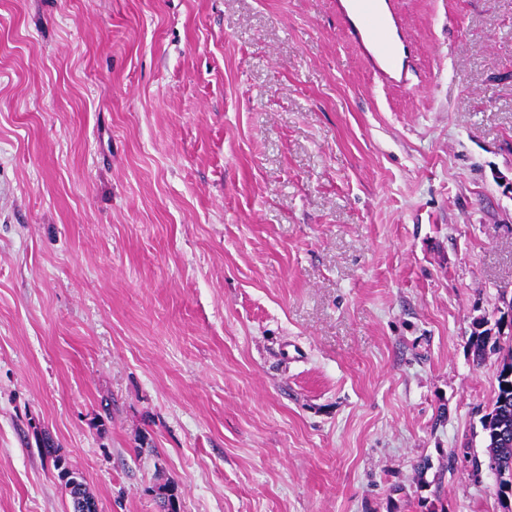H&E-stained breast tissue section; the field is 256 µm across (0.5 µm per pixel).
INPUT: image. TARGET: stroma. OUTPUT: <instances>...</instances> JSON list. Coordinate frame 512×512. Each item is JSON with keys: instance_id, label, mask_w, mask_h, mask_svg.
<instances>
[{"instance_id": "35a3bbf8", "label": "stroma", "mask_w": 512, "mask_h": 512, "mask_svg": "<svg viewBox=\"0 0 512 512\" xmlns=\"http://www.w3.org/2000/svg\"><path fill=\"white\" fill-rule=\"evenodd\" d=\"M394 7L0 0V512H512V0ZM349 38L385 80L404 83L409 46L391 0L336 1ZM497 394L493 407L487 413L482 422V428L485 434L486 448L489 450V457L493 455L504 454V458L509 456L512 461V446L505 452L504 449L500 452V448H491L494 444L496 430L501 425L510 426L512 428V381L507 380L503 374L499 373L497 376ZM44 451H45L46 457L49 456L51 458L52 463H53L52 466L57 471L59 479L61 480V482L64 484V487L68 491V494L71 499V503L74 499L73 496L75 494L82 495L86 501H93V503L96 506V510L93 512H97L96 501H95L94 497L87 490L83 476L79 472L72 469L68 460L65 457L57 454L56 448H52L51 445H47V446H45ZM76 480L79 481V483L77 484L78 487L70 488L71 485ZM74 502L75 503L73 504V506L76 507V509H86L85 503L78 497L74 499Z\"/></svg>"}]
</instances>
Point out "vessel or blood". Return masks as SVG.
I'll use <instances>...</instances> for the list:
<instances>
[{
  "label": "vessel or blood",
  "mask_w": 512,
  "mask_h": 512,
  "mask_svg": "<svg viewBox=\"0 0 512 512\" xmlns=\"http://www.w3.org/2000/svg\"><path fill=\"white\" fill-rule=\"evenodd\" d=\"M337 13L375 72L387 81L405 82L409 46L392 0H339Z\"/></svg>",
  "instance_id": "1"
}]
</instances>
